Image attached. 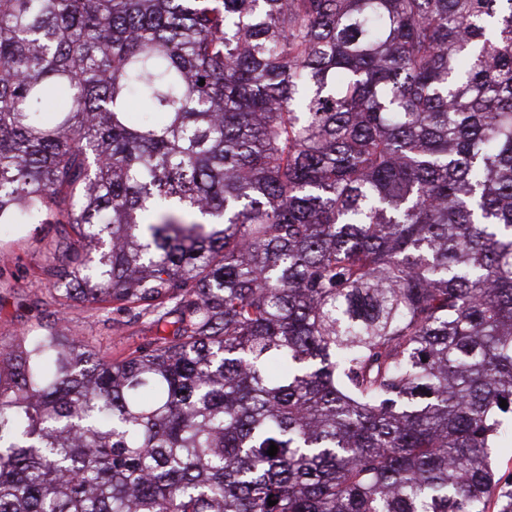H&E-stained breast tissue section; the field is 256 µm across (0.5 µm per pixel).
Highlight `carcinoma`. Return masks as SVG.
<instances>
[{"label": "carcinoma", "mask_w": 512, "mask_h": 512, "mask_svg": "<svg viewBox=\"0 0 512 512\" xmlns=\"http://www.w3.org/2000/svg\"><path fill=\"white\" fill-rule=\"evenodd\" d=\"M34 224L156 336H0V512H512V0H0Z\"/></svg>", "instance_id": "1"}]
</instances>
